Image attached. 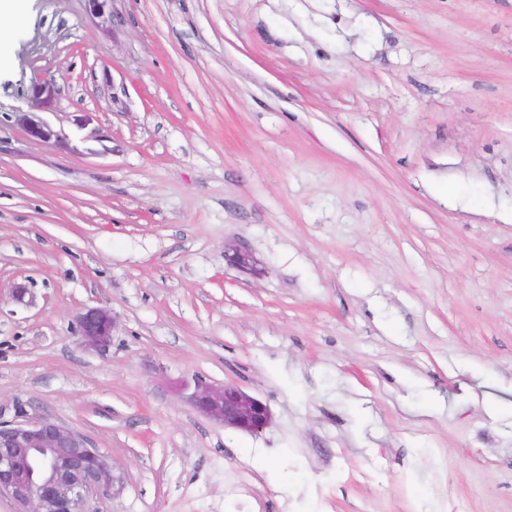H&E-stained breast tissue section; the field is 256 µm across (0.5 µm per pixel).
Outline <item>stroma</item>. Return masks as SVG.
Segmentation results:
<instances>
[{
	"instance_id": "1",
	"label": "stroma",
	"mask_w": 512,
	"mask_h": 512,
	"mask_svg": "<svg viewBox=\"0 0 512 512\" xmlns=\"http://www.w3.org/2000/svg\"><path fill=\"white\" fill-rule=\"evenodd\" d=\"M22 8L0 401L110 460L91 512H512V0ZM39 78L70 149L18 121ZM195 377L269 426L198 414ZM87 14L93 19L96 25L104 32H109L112 25V34H115L113 28V17L116 13L115 2L118 0H84ZM84 345L93 350H105L112 341L115 318L104 308L88 309L79 317ZM179 393L199 414L225 428L259 433L271 420L266 404L231 384L213 385L195 378L183 383Z\"/></svg>"
}]
</instances>
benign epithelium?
I'll list each match as a JSON object with an SVG mask.
<instances>
[{
  "instance_id": "benign-epithelium-1",
  "label": "benign epithelium",
  "mask_w": 512,
  "mask_h": 512,
  "mask_svg": "<svg viewBox=\"0 0 512 512\" xmlns=\"http://www.w3.org/2000/svg\"><path fill=\"white\" fill-rule=\"evenodd\" d=\"M115 2L85 0L87 14L105 32L113 25ZM55 94L51 80L34 82L32 111L21 113L19 122L30 138L67 149L66 135L37 115L50 108ZM224 256L241 270H254L252 254L235 244L224 245ZM79 327L84 345L102 351L111 344L115 318L107 309L91 308L79 317ZM179 393L199 414L226 428L258 433L271 420L266 404L231 384L195 378ZM115 480L112 465L81 433L51 418L32 419L17 403H0V495H8L17 512H89L92 490Z\"/></svg>"
}]
</instances>
